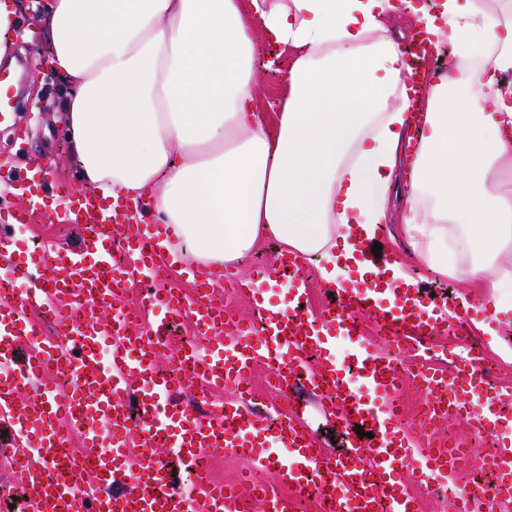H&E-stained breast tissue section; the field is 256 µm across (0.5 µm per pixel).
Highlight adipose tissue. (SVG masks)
I'll return each instance as SVG.
<instances>
[{
	"label": "adipose tissue",
	"instance_id": "1",
	"mask_svg": "<svg viewBox=\"0 0 512 512\" xmlns=\"http://www.w3.org/2000/svg\"><path fill=\"white\" fill-rule=\"evenodd\" d=\"M46 56L82 183L144 200L163 251L199 268L261 240L343 287L404 201L414 254L512 313V0H41ZM413 12L443 75L414 71ZM287 67L274 68L271 53ZM285 88L274 119L255 76ZM421 111V130L412 114Z\"/></svg>",
	"mask_w": 512,
	"mask_h": 512
}]
</instances>
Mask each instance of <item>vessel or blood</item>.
I'll return each mask as SVG.
<instances>
[{
  "mask_svg": "<svg viewBox=\"0 0 512 512\" xmlns=\"http://www.w3.org/2000/svg\"><path fill=\"white\" fill-rule=\"evenodd\" d=\"M54 190L81 227L79 251L56 253L40 269L12 263L0 280V430L9 433L11 465L35 512H247L252 500L262 503L263 512H296L301 498L331 505L332 512H418L404 470L447 480L468 458L467 449L453 443L415 446L424 435L439 434L451 414L467 416L474 433L496 438V450L486 459L493 491L477 483L464 486L454 512H493L495 504L512 498V392L489 381L478 352L449 360L444 370L424 366L410 373L429 407L421 420L405 422L396 392L407 373L378 351L377 341L435 336L468 316L442 317L422 288L387 289L390 258L371 264L351 287L334 290L316 317L301 305L308 288L305 261L284 253L277 270L288 288L286 309H270L259 280L240 279L233 265L221 263L191 290H145L140 306L159 312L154 325L143 327L121 310L105 325L101 313L125 285L159 274L153 239L133 230L123 205L98 201L64 182ZM29 217L25 208L0 211L1 251L12 243L6 228ZM33 281V299L18 297L16 285ZM224 288L241 291L258 322L228 314L215 299ZM35 306L69 335L68 346L46 333L39 347H31L37 332L28 313ZM186 316L205 343L178 351L198 383L199 401L216 388L238 390L221 413L176 404L181 377L157 366L165 326ZM364 316L374 322L377 339L361 331ZM341 336L353 344L349 368L336 360ZM105 346L112 350L106 363L99 359ZM258 366L277 379L280 393L300 381L319 393L326 417L350 431L347 452L325 455L293 401L267 418L246 388ZM61 381L68 384L63 395L57 391ZM76 433L89 454H71ZM166 446L174 448L178 466L162 456ZM221 449L252 463L238 486L214 481L201 466ZM273 480L291 488L293 497L274 493Z\"/></svg>",
  "mask_w": 512,
  "mask_h": 512,
  "instance_id": "b4317fda",
  "label": "vessel or blood"
}]
</instances>
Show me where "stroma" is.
Wrapping results in <instances>:
<instances>
[{
    "instance_id": "35a3bbf8",
    "label": "stroma",
    "mask_w": 512,
    "mask_h": 512,
    "mask_svg": "<svg viewBox=\"0 0 512 512\" xmlns=\"http://www.w3.org/2000/svg\"><path fill=\"white\" fill-rule=\"evenodd\" d=\"M23 49V109L19 117L21 124L30 128L31 135L27 143H20L16 141L9 124H0V208H15L23 204L21 198L5 188L6 182L16 174L45 165L50 171V181L39 190L41 204L31 214L29 223L14 227L11 231L13 246L10 254L15 261L31 259L33 243L37 240L48 246L74 247L79 243L76 225L70 224L63 207L56 205L50 187L54 181L74 184L79 181L78 168L61 137L62 109L57 81L52 71L35 70L32 64L33 57L41 49L39 42L24 43ZM378 241L383 253L393 255L403 264L407 274L418 276L426 283L429 292L434 293L436 303H452L462 295L470 297L472 302H481L479 289L411 256L402 234L399 212H392L389 223L381 226ZM427 345L434 352L428 365L435 369L447 367L445 354L448 350L466 351L473 346L481 348L484 363L492 377L501 386L512 389V322L478 320L473 323L470 332L438 336L428 340ZM292 396L305 408V421L325 452L331 455L343 452V431L325 417L320 399L310 396L302 388L293 390ZM446 434L472 444L473 463L461 470L446 487L439 485L436 480L423 477L419 472L407 471L409 487L420 498L424 512H454V494L475 477L476 462L494 444L492 435L475 436L469 421L462 418L448 419Z\"/></svg>"
}]
</instances>
